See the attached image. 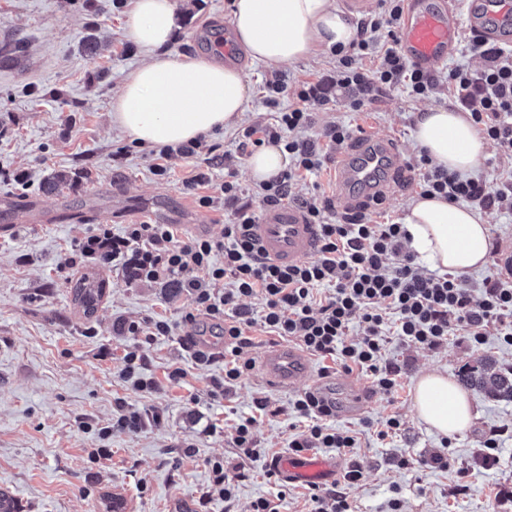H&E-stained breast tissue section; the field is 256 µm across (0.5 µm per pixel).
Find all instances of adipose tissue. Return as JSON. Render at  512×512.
<instances>
[{"instance_id":"1","label":"adipose tissue","mask_w":512,"mask_h":512,"mask_svg":"<svg viewBox=\"0 0 512 512\" xmlns=\"http://www.w3.org/2000/svg\"><path fill=\"white\" fill-rule=\"evenodd\" d=\"M178 20L176 0H137L127 21L145 60L114 98L112 119L140 144L175 146L224 129L245 110L248 86L240 71L169 53ZM231 24L253 60L267 65L294 63L356 37L333 0H232ZM414 140L435 164L462 174L476 171L486 155L477 128L452 107L419 113ZM404 222L411 248L431 268L462 274L488 262L490 228L474 208L419 198ZM414 410L418 420L448 437L468 429L474 418L468 394L437 371L416 380Z\"/></svg>"}]
</instances>
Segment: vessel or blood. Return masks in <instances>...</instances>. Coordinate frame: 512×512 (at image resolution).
<instances>
[{
  "instance_id": "obj_1",
  "label": "vessel or blood",
  "mask_w": 512,
  "mask_h": 512,
  "mask_svg": "<svg viewBox=\"0 0 512 512\" xmlns=\"http://www.w3.org/2000/svg\"><path fill=\"white\" fill-rule=\"evenodd\" d=\"M472 29L486 40L512 45V0H472L467 11ZM459 27L453 0H405L398 34L399 50L420 70L433 71L455 49ZM402 148L394 139L374 132L358 134L339 156L335 166L337 201L355 207L388 199L394 187L409 174L401 162ZM252 232L264 255L275 263L295 264L312 258L318 246L316 225L305 210L280 206L264 210ZM310 371L305 353L289 346L267 349L259 359L262 379L284 390H293ZM317 393L332 404L337 414L357 412L362 401L351 392L337 393L334 386L320 384ZM277 467L293 481L324 483L339 467L332 458L309 457L277 460Z\"/></svg>"
}]
</instances>
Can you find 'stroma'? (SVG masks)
Instances as JSON below:
<instances>
[{
	"label": "stroma",
	"instance_id": "35a3bbf8",
	"mask_svg": "<svg viewBox=\"0 0 512 512\" xmlns=\"http://www.w3.org/2000/svg\"><path fill=\"white\" fill-rule=\"evenodd\" d=\"M179 29L172 54L216 61L205 50L204 34L231 23V0H178ZM129 7L113 0H0V171L25 173V185L0 181V489L15 497L18 512H106L109 496L123 499L126 512H170L190 499L193 512H251L258 497L270 499L276 512H307L304 483L270 477L275 459L287 456L288 440L307 421L289 413L293 392L259 379L241 377L228 400L210 396L211 378L223 375V364L198 368L184 348L188 325L181 321L191 304L183 292L127 284L118 270L103 267L105 296L92 317L78 313L71 278L60 267L72 246L95 225H110L121 234L126 225L147 222L176 225L180 234L196 235L209 225L210 236L224 228L223 210L200 207L186 181L208 169L213 184L224 180V166L203 158L172 155L167 178L155 176L148 147L131 146L112 121V98L126 76L143 60L126 31ZM332 65L329 51L316 50L283 65L289 92L277 106L265 100L270 66L247 61L241 68L250 98L237 123L210 133L220 153L231 154L241 203L253 204L254 185L245 171L246 158L238 131L248 122L270 121L274 110L296 105L299 81L317 80ZM479 57L455 51L435 73V97L414 99L401 90L386 91L363 110L351 111L344 98L322 106L309 104L312 123L307 138L341 122L352 132L378 130L403 146L404 161L418 153L413 131L418 112L448 104V72L458 66L479 69ZM129 154L112 163L120 148ZM55 172L72 175L61 192L43 190ZM492 251L487 265L465 275L472 299L482 296L485 279L502 278L497 258L512 249V214L486 212ZM163 316L175 322L174 335L144 345L148 376L157 389L145 393L121 376V358L129 337L118 335L122 321ZM493 358L512 370V345L488 336L473 347L461 337L427 349L388 337L385 359L400 371L401 388L379 392L371 377L351 372L366 400L351 416H334L333 426L360 432L354 454L320 449L341 465L359 462L363 480L348 490L353 512H512V401H493L478 391L469 396L477 416L460 435L442 439L420 422L413 409V388L423 372L437 370L453 379ZM181 368L184 379L168 374ZM267 398L272 412L256 413L253 400ZM158 413L161 421L139 431L109 424L116 400ZM255 416L254 437L265 456L247 459L235 447V428ZM398 417L401 428L385 441L364 429ZM92 429H84V422ZM510 435L497 468L482 463L484 441L492 433ZM108 454L92 460L93 450ZM446 451L448 469H421L417 462ZM223 461L240 478L232 499L213 488L212 464Z\"/></svg>",
	"mask_w": 512,
	"mask_h": 512
}]
</instances>
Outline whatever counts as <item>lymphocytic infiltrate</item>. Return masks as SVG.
<instances>
[{
    "instance_id": "obj_1",
    "label": "lymphocytic infiltrate",
    "mask_w": 512,
    "mask_h": 512,
    "mask_svg": "<svg viewBox=\"0 0 512 512\" xmlns=\"http://www.w3.org/2000/svg\"><path fill=\"white\" fill-rule=\"evenodd\" d=\"M384 2V12L361 22L349 47L332 49L336 60L332 75L299 84L297 107L280 113L275 122H255L243 129L240 149L280 145L292 161L289 169L254 187L259 206L287 200L293 182L320 174L350 137L347 125L331 124L324 128L321 141L304 138L302 132L311 123L307 103L328 105L330 91L336 90L358 112L383 90L403 89L417 99L436 93L434 75L414 67L398 50L395 31L404 0ZM469 46L483 65L475 71L451 70L448 91L483 137L512 159V46L490 43L477 34L470 36ZM359 51L373 54V67L359 65L355 58ZM415 168L421 195L512 212V167L501 170L492 185L431 165L424 153ZM240 194L233 163L225 161L218 194L198 198L201 207L224 209L220 237H183L175 225L145 223L126 225L123 235L116 236L108 225L100 224L76 242L67 262L71 269L92 262L112 263L128 283L174 285L186 291L193 306L182 314V322L206 318L224 337L222 350L193 354L198 367L224 365L223 376L210 382L212 398L231 395L250 369L242 355L251 347L256 328L292 338L344 371H360L372 377L380 391L391 394L399 386V373L384 359L387 334L432 349L460 331L480 345L491 330L512 318L511 287L491 280L481 299L472 300L463 278L420 271L416 254L407 247L404 225L373 222L361 211L335 217L329 204L316 196L302 203L319 228L316 256L289 267L266 263L251 233L257 214L240 204ZM249 298L260 300V311L246 306ZM356 321L363 335L351 342L347 335ZM291 411L309 421L289 443L294 453L335 448L349 454L357 448V432L329 426L333 411L315 392L298 395ZM362 477V467L353 461L334 485H309L310 512H350L346 491Z\"/></svg>"
}]
</instances>
